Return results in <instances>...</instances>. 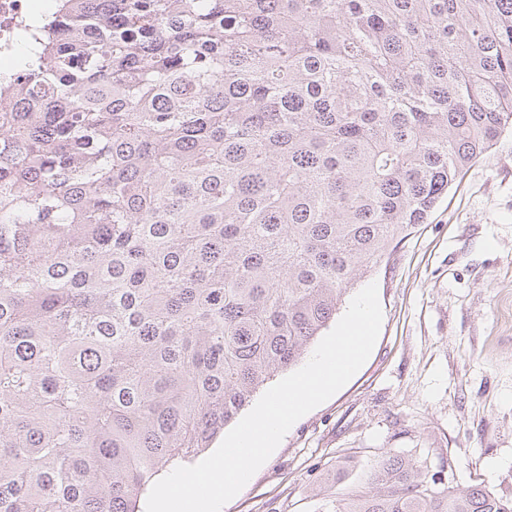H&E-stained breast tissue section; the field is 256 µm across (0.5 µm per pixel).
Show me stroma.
<instances>
[{
    "label": "stroma",
    "mask_w": 512,
    "mask_h": 512,
    "mask_svg": "<svg viewBox=\"0 0 512 512\" xmlns=\"http://www.w3.org/2000/svg\"><path fill=\"white\" fill-rule=\"evenodd\" d=\"M372 282L383 321L368 360L222 512H318L326 474L362 481L388 454L439 487L512 500V130L357 285Z\"/></svg>",
    "instance_id": "stroma-1"
}]
</instances>
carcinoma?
<instances>
[{"label":"carcinoma","instance_id":"obj_1","mask_svg":"<svg viewBox=\"0 0 512 512\" xmlns=\"http://www.w3.org/2000/svg\"><path fill=\"white\" fill-rule=\"evenodd\" d=\"M0 75V512H137L512 130V0H57ZM323 512H512L393 455Z\"/></svg>","mask_w":512,"mask_h":512}]
</instances>
